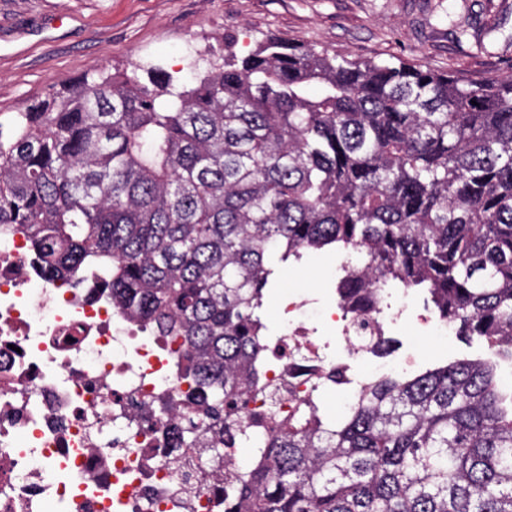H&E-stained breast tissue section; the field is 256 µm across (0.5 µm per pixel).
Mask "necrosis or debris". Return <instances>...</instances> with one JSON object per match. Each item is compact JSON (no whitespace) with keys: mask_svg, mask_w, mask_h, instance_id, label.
<instances>
[{"mask_svg":"<svg viewBox=\"0 0 512 512\" xmlns=\"http://www.w3.org/2000/svg\"><path fill=\"white\" fill-rule=\"evenodd\" d=\"M85 285L49 282L23 234L0 236V512H224V478L243 470L212 441L173 447L193 401L175 344L124 315L94 272ZM408 290L379 289L375 305L288 301L284 331L264 339L259 386L247 389L224 433L270 438L305 401L333 392L352 403L354 376L318 336L360 353L365 335L399 331Z\"/></svg>","mask_w":512,"mask_h":512,"instance_id":"obj_1","label":"necrosis or debris"}]
</instances>
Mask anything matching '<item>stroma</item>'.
Listing matches in <instances>:
<instances>
[{"label": "stroma", "mask_w": 512, "mask_h": 512, "mask_svg": "<svg viewBox=\"0 0 512 512\" xmlns=\"http://www.w3.org/2000/svg\"><path fill=\"white\" fill-rule=\"evenodd\" d=\"M474 35L457 41L438 23L442 7ZM234 36L252 51L276 35L329 54L402 59L469 79L506 73L512 57V0H0V113L22 112L84 77L131 63H158L191 77L201 55ZM340 256L289 266L286 286L266 298L262 318L277 330L284 297L331 300ZM412 352L419 365L487 353L483 339L447 342L410 324L393 336L390 357Z\"/></svg>", "instance_id": "obj_1"}]
</instances>
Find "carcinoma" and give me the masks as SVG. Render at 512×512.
Returning <instances> with one entry per match:
<instances>
[{
	"label": "carcinoma",
	"mask_w": 512,
	"mask_h": 512,
	"mask_svg": "<svg viewBox=\"0 0 512 512\" xmlns=\"http://www.w3.org/2000/svg\"><path fill=\"white\" fill-rule=\"evenodd\" d=\"M191 80L100 72L0 116V234L50 282L82 273L179 341L213 418L261 380L265 292L305 256L355 247L337 281L425 295L486 340L314 406L224 479L243 512H512V75L472 81L279 38Z\"/></svg>",
	"instance_id": "1"
}]
</instances>
